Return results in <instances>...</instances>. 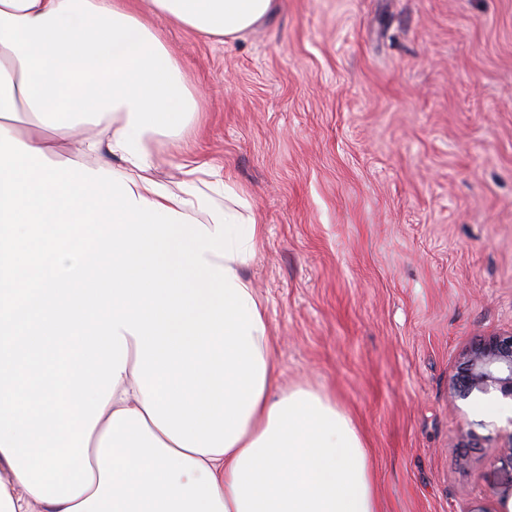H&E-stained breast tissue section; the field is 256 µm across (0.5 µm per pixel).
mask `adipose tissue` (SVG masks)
I'll return each instance as SVG.
<instances>
[{
	"instance_id": "1",
	"label": "adipose tissue",
	"mask_w": 512,
	"mask_h": 512,
	"mask_svg": "<svg viewBox=\"0 0 512 512\" xmlns=\"http://www.w3.org/2000/svg\"><path fill=\"white\" fill-rule=\"evenodd\" d=\"M276 6L0 0V512H381L352 419L275 373L257 212L208 162L155 176L198 104L152 17L234 38Z\"/></svg>"
}]
</instances>
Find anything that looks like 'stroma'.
Masks as SVG:
<instances>
[{"instance_id":"obj_1","label":"stroma","mask_w":512,"mask_h":512,"mask_svg":"<svg viewBox=\"0 0 512 512\" xmlns=\"http://www.w3.org/2000/svg\"><path fill=\"white\" fill-rule=\"evenodd\" d=\"M154 26L201 101L157 176L195 156L250 199L282 384L352 417L383 512L500 507L512 401L448 383L512 334V0H279L227 42Z\"/></svg>"}]
</instances>
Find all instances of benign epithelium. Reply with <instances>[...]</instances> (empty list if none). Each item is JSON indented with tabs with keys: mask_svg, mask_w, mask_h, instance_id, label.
I'll use <instances>...</instances> for the list:
<instances>
[{
	"mask_svg": "<svg viewBox=\"0 0 512 512\" xmlns=\"http://www.w3.org/2000/svg\"><path fill=\"white\" fill-rule=\"evenodd\" d=\"M492 390L512 400V335L492 336L472 346L450 380L449 398L466 400Z\"/></svg>",
	"mask_w": 512,
	"mask_h": 512,
	"instance_id": "obj_1",
	"label": "benign epithelium"
}]
</instances>
